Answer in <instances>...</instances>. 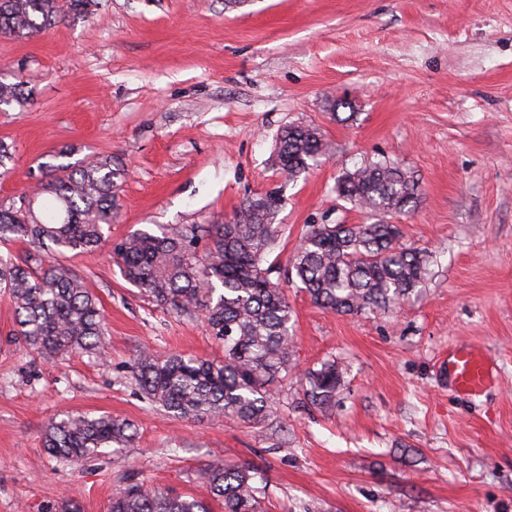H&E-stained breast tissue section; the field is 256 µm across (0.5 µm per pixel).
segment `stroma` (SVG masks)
I'll return each instance as SVG.
<instances>
[{"instance_id":"1","label":"stroma","mask_w":512,"mask_h":512,"mask_svg":"<svg viewBox=\"0 0 512 512\" xmlns=\"http://www.w3.org/2000/svg\"><path fill=\"white\" fill-rule=\"evenodd\" d=\"M0 81L30 93L0 112L15 151L0 199L70 145L72 162L109 154L128 172L115 239L221 224L274 189L283 263L309 225L374 223L336 182L387 160L420 184L416 206L390 220L431 255L423 288L386 313L336 315L289 289L295 370L257 429L177 421L143 399L142 350H224L198 315L148 302L108 251L64 259L100 301L105 360L50 365L10 342L0 291V512L64 499L109 512L130 480L202 496L217 458L264 472L266 512H512V0H94L45 32L0 37ZM290 125L327 144L293 181L274 156ZM465 346L489 361L476 396L441 369ZM327 360L343 383L321 412L296 373ZM67 413L126 419L138 435L79 464L57 459L42 436Z\"/></svg>"}]
</instances>
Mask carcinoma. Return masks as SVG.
<instances>
[{"label": "carcinoma", "mask_w": 512, "mask_h": 512, "mask_svg": "<svg viewBox=\"0 0 512 512\" xmlns=\"http://www.w3.org/2000/svg\"><path fill=\"white\" fill-rule=\"evenodd\" d=\"M92 0H0V37L40 33ZM27 102L22 84L0 82V106ZM325 152L319 129L290 125L278 138L276 162L294 180ZM126 170L110 156L73 168L44 166L34 189L0 201V289L14 303L15 340L46 363L83 352L104 359L106 326L99 301L54 255L92 254L104 246L121 262L124 279L148 300L177 313L201 312L222 346L224 360L139 353L135 380L145 399L175 420L236 419L261 428L275 414L274 385L291 369L292 309L285 286L298 280L318 306L338 315L386 312L424 286L430 255L401 241L384 217L414 207L418 183L393 162L368 163L342 175L338 195L382 220L374 224H312L289 265L269 260L276 248L282 197L276 190L245 199L225 224H168L160 233L138 230L110 239L121 210ZM208 241L204 253L199 242ZM32 246L16 258L9 246ZM307 401L326 409L336 400V362L299 375ZM134 425L110 415L68 414L44 434L52 456L83 462L102 448H125ZM208 493L224 512H263L265 485L257 468L213 460L205 471ZM109 512H211L201 497L173 495L129 484Z\"/></svg>", "instance_id": "cac0c4a2"}]
</instances>
